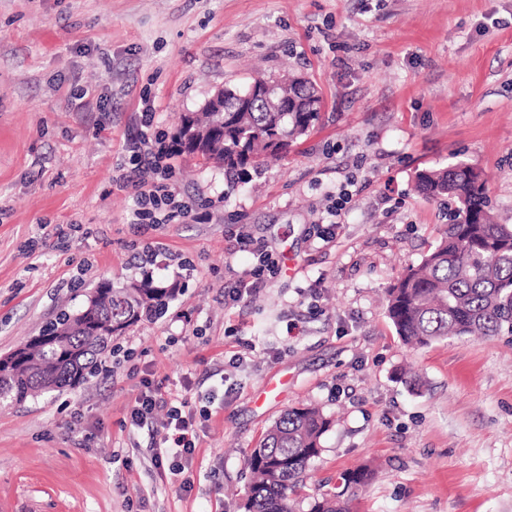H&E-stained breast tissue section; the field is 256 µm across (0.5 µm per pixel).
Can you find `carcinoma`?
<instances>
[{
  "mask_svg": "<svg viewBox=\"0 0 512 512\" xmlns=\"http://www.w3.org/2000/svg\"><path fill=\"white\" fill-rule=\"evenodd\" d=\"M286 112H269L260 101L245 98L247 89L224 90V111L179 114L174 140L179 151L193 154L190 143L204 129L216 132L199 155L227 169L257 166L288 150L290 141L318 120L321 97L302 76L279 77ZM416 184L432 199L448 198L455 207L436 246L387 292L386 312L397 336L426 346L448 337L497 336L512 333V225L493 221L487 180L461 162L422 170ZM96 321L112 323V335L89 329L79 311L62 313L43 331L27 355L0 372V407L41 393L73 387L94 375L112 340L143 319L161 315L178 289L144 273L116 288H95ZM332 420L317 407H290L267 429L261 444L246 458L249 472L244 512H297L311 460L322 450ZM370 471L342 475L344 488L368 483ZM308 512H351L349 500L323 494Z\"/></svg>",
  "mask_w": 512,
  "mask_h": 512,
  "instance_id": "carcinoma-1",
  "label": "carcinoma"
}]
</instances>
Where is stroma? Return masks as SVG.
I'll return each mask as SVG.
<instances>
[{
  "instance_id": "obj_1",
  "label": "stroma",
  "mask_w": 512,
  "mask_h": 512,
  "mask_svg": "<svg viewBox=\"0 0 512 512\" xmlns=\"http://www.w3.org/2000/svg\"><path fill=\"white\" fill-rule=\"evenodd\" d=\"M285 71L323 99L307 136L246 183L176 156L213 223L135 235L116 164L142 97L169 132L216 89ZM456 162L512 224V0H0V356L100 283L179 288L89 381L0 409V512H243L247 454L298 405L335 418L302 502L366 465L353 512H512V334L411 348L385 308L448 222L415 175ZM239 233L281 264L228 308ZM145 379L211 412L188 488L126 422Z\"/></svg>"
}]
</instances>
